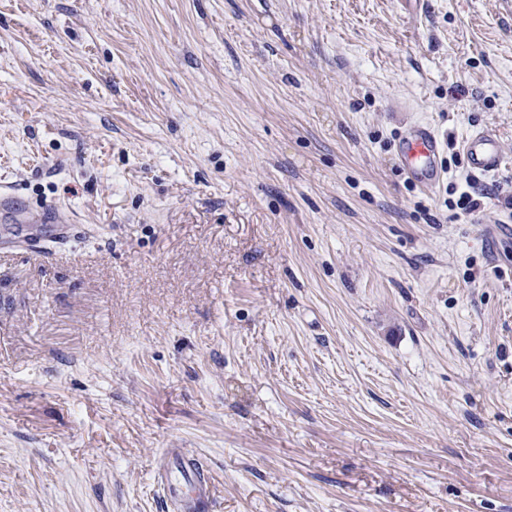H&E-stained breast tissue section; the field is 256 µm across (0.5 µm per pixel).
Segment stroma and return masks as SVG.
Instances as JSON below:
<instances>
[{"label": "stroma", "instance_id": "1", "mask_svg": "<svg viewBox=\"0 0 512 512\" xmlns=\"http://www.w3.org/2000/svg\"><path fill=\"white\" fill-rule=\"evenodd\" d=\"M0 190V512H512V0H0ZM441 140L434 128L425 122L410 126L400 139L398 164L423 186H433L442 177ZM463 149L470 170L474 173H495L505 163L501 143L497 135L489 129L472 132L465 139ZM176 470L181 478L174 477ZM157 477L163 497L175 504L180 512H208L211 488L198 456L184 448H167L160 460ZM184 488H193L195 492L192 496L186 495Z\"/></svg>", "mask_w": 512, "mask_h": 512}]
</instances>
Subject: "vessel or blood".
Here are the masks:
<instances>
[{"instance_id": "obj_1", "label": "vessel or blood", "mask_w": 512, "mask_h": 512, "mask_svg": "<svg viewBox=\"0 0 512 512\" xmlns=\"http://www.w3.org/2000/svg\"><path fill=\"white\" fill-rule=\"evenodd\" d=\"M464 153L472 172L491 174L505 163L497 135L488 129L472 132L464 141ZM441 140L425 122L410 126L400 139L396 159L416 181L425 186L442 177ZM163 497L175 504L179 512H208L211 488L200 458L182 448L166 449L157 469Z\"/></svg>"}]
</instances>
